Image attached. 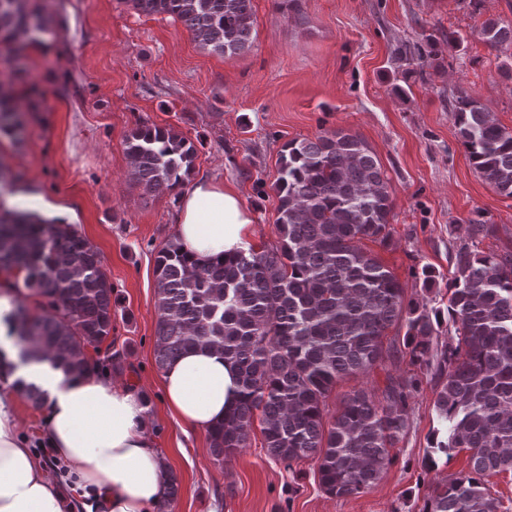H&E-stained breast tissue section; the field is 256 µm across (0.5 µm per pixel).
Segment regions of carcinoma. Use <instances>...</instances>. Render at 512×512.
Wrapping results in <instances>:
<instances>
[{"instance_id": "carcinoma-1", "label": "carcinoma", "mask_w": 512, "mask_h": 512, "mask_svg": "<svg viewBox=\"0 0 512 512\" xmlns=\"http://www.w3.org/2000/svg\"><path fill=\"white\" fill-rule=\"evenodd\" d=\"M145 15L180 22L204 49L234 56L256 40L252 0H127ZM48 28L29 0H0V46L16 60ZM492 49L512 45V23L484 21ZM452 113L475 172L512 197V130L470 91L453 92ZM23 109L0 96V132L22 129ZM124 154L146 195L170 194L195 167L196 146L173 127L137 124ZM277 240L206 266L192 262L177 237L155 257V362L164 368L191 348L224 352L238 372V401L209 433L214 461L247 447L255 417L266 455L293 468L316 464L321 489L338 498L374 487L393 464L410 401L434 382L440 428L426 470L449 464L458 448L471 469L438 483L419 512H499L488 479L512 471V253L482 250L490 224H469L449 255L448 275L418 272L435 305L408 299L394 273L361 247L390 246L393 190L368 144L342 130L291 140L272 185ZM24 273V288L47 299L41 314L17 303L10 334L34 343L68 373L90 369L87 348L112 337L117 297L100 252L70 224L33 212L0 216V270ZM402 340L384 343L387 331ZM411 374H386L378 392H348L329 413L346 378L368 375L390 359Z\"/></svg>"}]
</instances>
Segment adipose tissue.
I'll return each mask as SVG.
<instances>
[{
	"label": "adipose tissue",
	"mask_w": 512,
	"mask_h": 512,
	"mask_svg": "<svg viewBox=\"0 0 512 512\" xmlns=\"http://www.w3.org/2000/svg\"><path fill=\"white\" fill-rule=\"evenodd\" d=\"M176 236L204 264L247 247L253 222L237 188L198 179L181 195ZM0 324V512H65L62 484L21 434L14 383L22 378L44 392L46 444L67 476L90 488L97 512H155L168 475L149 437L137 388L93 372L67 373L49 361L17 364L16 349ZM163 401L182 430L207 431L223 420L237 392V375L222 351L182 354L162 372Z\"/></svg>",
	"instance_id": "adipose-tissue-1"
}]
</instances>
